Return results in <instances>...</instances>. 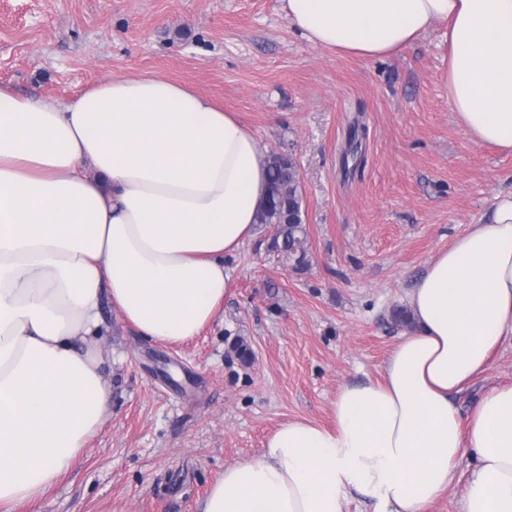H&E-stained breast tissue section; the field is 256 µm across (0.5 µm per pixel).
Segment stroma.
Returning <instances> with one entry per match:
<instances>
[{
  "label": "stroma",
  "mask_w": 512,
  "mask_h": 512,
  "mask_svg": "<svg viewBox=\"0 0 512 512\" xmlns=\"http://www.w3.org/2000/svg\"><path fill=\"white\" fill-rule=\"evenodd\" d=\"M448 27L383 59L310 43L284 0H0V83L66 101L111 79L189 85L299 172L307 257L253 237L224 268V309L199 336L147 339L104 306L112 410L80 463L20 512H198L227 465L288 421L331 424L347 383L378 379L430 260L512 191V154L472 142L448 100ZM361 148L347 157L352 128ZM252 352L241 364L232 345ZM512 382V335L452 398L467 413Z\"/></svg>",
  "instance_id": "stroma-1"
}]
</instances>
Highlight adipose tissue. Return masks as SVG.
Returning a JSON list of instances; mask_svg holds the SVG:
<instances>
[{"instance_id": "obj_1", "label": "adipose tissue", "mask_w": 512, "mask_h": 512, "mask_svg": "<svg viewBox=\"0 0 512 512\" xmlns=\"http://www.w3.org/2000/svg\"><path fill=\"white\" fill-rule=\"evenodd\" d=\"M312 44L381 58L448 26V99L467 136L512 153V0H285ZM268 192L253 133L160 78L60 103L0 84V512L37 504L111 412L96 339L110 302L141 336L193 338L224 306V258ZM416 327L382 377L343 385L333 424L280 425L199 512H427L465 450L464 512H512V383L452 404L512 334V191L410 292Z\"/></svg>"}]
</instances>
